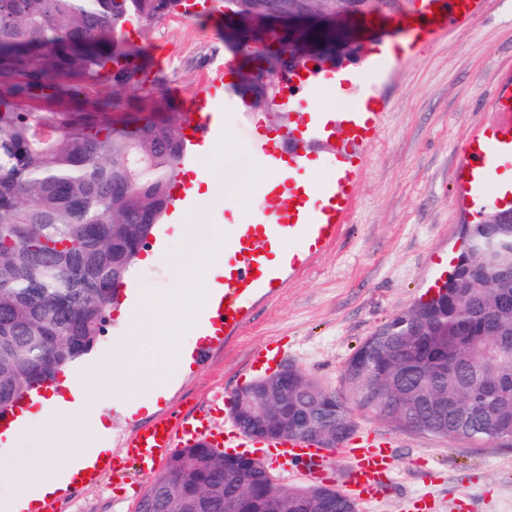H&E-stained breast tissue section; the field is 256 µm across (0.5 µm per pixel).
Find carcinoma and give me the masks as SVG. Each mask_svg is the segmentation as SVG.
<instances>
[{
  "label": "carcinoma",
  "mask_w": 512,
  "mask_h": 512,
  "mask_svg": "<svg viewBox=\"0 0 512 512\" xmlns=\"http://www.w3.org/2000/svg\"><path fill=\"white\" fill-rule=\"evenodd\" d=\"M396 0H369L359 24L387 17ZM247 42L234 90L271 109L262 82L279 46L305 62L309 44L288 30L296 0H224ZM336 15L342 0H308ZM186 0H0V414L88 353L108 329V310L170 201L187 145L176 106L143 113L161 80L148 77L143 49L127 25L148 29L186 10ZM263 16L283 23L266 37ZM108 87L110 95H101ZM459 271L437 295L389 318L354 351L342 389L290 368L280 388V423L233 417L268 437L336 429L350 406L399 429L497 446L512 436V224L486 211L462 225ZM279 483L264 463L224 458L204 442L179 448L154 476L135 512H356L338 489Z\"/></svg>",
  "instance_id": "1"
}]
</instances>
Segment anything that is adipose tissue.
Listing matches in <instances>:
<instances>
[{
  "label": "adipose tissue",
  "instance_id": "adipose-tissue-1",
  "mask_svg": "<svg viewBox=\"0 0 512 512\" xmlns=\"http://www.w3.org/2000/svg\"><path fill=\"white\" fill-rule=\"evenodd\" d=\"M204 256V263L185 266L182 286L175 294L157 298L134 297L127 317L136 339L124 350L121 366L82 365L51 387L50 399L62 417L67 419L81 411L94 400L95 388L103 385L126 392L130 411L152 408L165 392L166 379L162 374L165 362H173L182 370L189 369L193 361L191 347L173 345L166 361L153 357L151 347L164 327L161 320L164 311L195 306L206 314L219 304L223 294L220 279L224 274L222 236H214L205 243ZM38 426L39 422L32 414H24L10 437L12 444L20 450L11 464V473L24 512H30L45 497L78 481L85 469L94 467L100 451L89 446V436L108 431L100 420L95 421L89 434L65 422L58 426L54 438L47 440L38 435Z\"/></svg>",
  "mask_w": 512,
  "mask_h": 512
}]
</instances>
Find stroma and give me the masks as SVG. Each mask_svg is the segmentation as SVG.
<instances>
[{
  "label": "stroma",
  "instance_id": "1",
  "mask_svg": "<svg viewBox=\"0 0 512 512\" xmlns=\"http://www.w3.org/2000/svg\"><path fill=\"white\" fill-rule=\"evenodd\" d=\"M132 38L161 61L168 93L180 105L230 61L242 59L236 28H225L216 13L169 15L148 30H134ZM509 74L512 0H486L466 33H441L436 42L420 46L389 82L377 85L386 118L377 139L363 148L364 170L339 236L280 288L257 299L238 335L198 343L188 328L195 310L165 312L168 331L158 339L159 352L178 342L194 345L197 356L189 371L171 370L167 395L152 410L127 415L119 405L121 393H106L98 408L109 422L106 462L122 455L131 434L165 413L206 414L217 430L231 428L229 402L256 378L248 363L276 340L285 349L281 367L340 389L356 348L446 278L461 246V225L486 211V202L461 195L459 149L465 135L494 129L491 100ZM221 112L225 133L243 150L257 120L274 135L308 119L304 112L261 115L239 96L225 97ZM247 168L253 173L249 180L241 176ZM211 175L215 192L188 213L183 227L158 226L167 255L136 264L132 285L146 296H165L179 287L183 264L200 259L193 238L211 235L233 216L256 214L254 182L270 173L244 151L213 167ZM133 341L120 310L111 309L109 329L90 356L116 362ZM352 421L354 437H383L393 448L388 481L377 500L358 505L357 512H512V448L397 429L358 409ZM151 480L148 473L113 477L105 463L94 479L55 493L54 512H135Z\"/></svg>",
  "mask_w": 512,
  "mask_h": 512
}]
</instances>
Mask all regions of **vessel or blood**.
<instances>
[{
	"instance_id": "b4317fda",
	"label": "vessel or blood",
	"mask_w": 512,
	"mask_h": 512,
	"mask_svg": "<svg viewBox=\"0 0 512 512\" xmlns=\"http://www.w3.org/2000/svg\"><path fill=\"white\" fill-rule=\"evenodd\" d=\"M484 0H412L406 15L398 20H381L374 25L382 44L372 55L353 68H305L287 59L284 93L279 110L297 112L311 109L321 84L332 83L337 95L352 87L375 84L384 79L394 64L411 56L415 47L431 42L440 33L465 32L482 12ZM230 76L217 72L193 99L194 119L189 123L187 140L195 153L210 149L222 137L215 106L222 94L231 93ZM500 115L493 133L467 135L460 156L459 177L467 192L497 201L496 176L501 158L512 155V82L504 81L493 98ZM384 100L368 95L357 108L332 115L315 112L303 127L287 134L259 136L247 150L271 176L262 188L261 221L245 222L224 239V307L218 308L211 323L215 330L233 336L247 320L254 299L271 293L275 282L305 267L330 241L336 238L351 208L356 179L363 168L361 145L372 142L379 133ZM341 129L345 146L335 154L321 156L320 143ZM203 439L214 447L251 448L309 475L323 471L329 450L303 438L264 441L251 438L239 429L215 432L206 418L185 419L177 414L161 416L158 422L127 439L124 459L112 462L120 471L128 461L140 469H152L171 456L182 442ZM350 461L346 474V494L355 501L374 500L388 472L390 462L382 442L373 437L361 439L344 451Z\"/></svg>"
}]
</instances>
